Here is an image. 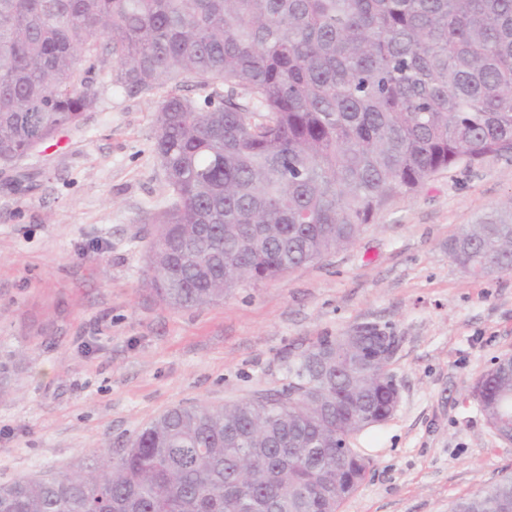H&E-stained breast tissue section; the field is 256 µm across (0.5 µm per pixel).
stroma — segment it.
I'll return each instance as SVG.
<instances>
[{
    "label": "stroma",
    "instance_id": "obj_1",
    "mask_svg": "<svg viewBox=\"0 0 512 512\" xmlns=\"http://www.w3.org/2000/svg\"><path fill=\"white\" fill-rule=\"evenodd\" d=\"M154 110L105 94L0 168V485L90 462L171 407L281 388L289 353L369 322L399 338L400 402L355 436L372 464L340 512H449L512 473L471 393L512 355V274L475 277L448 254L512 197V153L395 195L353 245L282 280L174 310L144 284L149 219L171 201Z\"/></svg>",
    "mask_w": 512,
    "mask_h": 512
}]
</instances>
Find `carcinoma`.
Masks as SVG:
<instances>
[{
    "label": "carcinoma",
    "instance_id": "cac0c4a2",
    "mask_svg": "<svg viewBox=\"0 0 512 512\" xmlns=\"http://www.w3.org/2000/svg\"><path fill=\"white\" fill-rule=\"evenodd\" d=\"M107 75L95 87L91 77ZM155 102L173 202L151 218L149 285L174 309L348 247L394 195L512 152V0H0V167L99 109ZM459 266L512 273V198L448 243ZM320 336L273 393L173 407L94 467L0 485V512H339L391 417L393 359ZM512 438V371L472 387ZM451 512H512V475Z\"/></svg>",
    "mask_w": 512,
    "mask_h": 512
}]
</instances>
